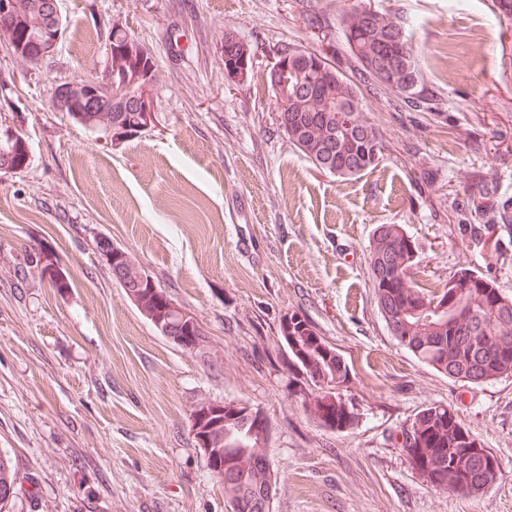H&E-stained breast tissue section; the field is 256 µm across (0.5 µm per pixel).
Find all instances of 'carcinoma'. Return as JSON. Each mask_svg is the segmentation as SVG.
<instances>
[{"mask_svg":"<svg viewBox=\"0 0 512 512\" xmlns=\"http://www.w3.org/2000/svg\"><path fill=\"white\" fill-rule=\"evenodd\" d=\"M340 29L357 71L367 81L385 86L382 69L390 70L396 88L390 93L409 108L426 105L423 75L410 39L400 19L375 11L365 15L353 8L340 18ZM16 58L32 62L29 53L36 43L32 36L20 37V43L5 44ZM294 89L288 100L277 102L281 112L280 128L288 141L309 161L323 162L322 171L348 179L377 166L382 156L381 134L364 117L361 89L339 75L334 82H323L311 75L291 79ZM99 116L92 129L104 128L102 119H116L100 92L96 104ZM344 111L351 125L342 129L339 113ZM0 131V171H23L29 163ZM470 215L475 223L460 224L458 229L478 245L486 224H509L512 212L498 197L494 186L486 185L472 200ZM417 247L403 224H381L370 242L371 286L376 305L387 329L414 357L450 378L472 384L494 381L512 374V298L503 294L497 282L475 268L463 267L454 277L469 279L458 300H449L452 289L430 292L413 281ZM448 301L443 316L430 310L433 302ZM175 336H200L195 355L211 363L206 330L199 322L188 327L178 324ZM279 336L288 356V367L296 371L306 392L303 407L320 427L344 432L358 423L351 404L336 392L333 380L345 381L347 363L337 359L336 348L306 316L288 314L280 322ZM252 413L245 406H221L203 421L200 433L208 436L213 449L224 454V472L211 474L224 489V502H241L248 512L262 510L263 495L271 482L266 455L267 440L251 437ZM408 438L401 446L408 464L430 486L456 494H471L477 487H489L498 475L488 471L485 448L463 427L448 406L431 404L417 412L407 428ZM17 477L8 454L0 451V510L16 494Z\"/></svg>","mask_w":512,"mask_h":512,"instance_id":"carcinoma-1","label":"carcinoma"}]
</instances>
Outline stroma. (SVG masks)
<instances>
[{"label": "stroma", "instance_id": "1", "mask_svg": "<svg viewBox=\"0 0 512 512\" xmlns=\"http://www.w3.org/2000/svg\"><path fill=\"white\" fill-rule=\"evenodd\" d=\"M354 0H59L68 29L32 65L0 47V127L30 164L0 171V450L17 473L9 512H226L191 428L203 401L256 408L271 427L272 512H512V375L470 384L420 362L388 332L369 242L405 225L414 280L444 288L475 266L512 297V228L499 259L458 226L472 183L512 199V20L491 0H361L402 16L430 110L362 85L383 141L347 180L318 171L279 128L267 81L284 44L330 48L357 71L339 19ZM327 24L314 28L313 13ZM150 47L162 80L155 128L121 141L54 111L57 79L101 75L113 26ZM252 48L224 74L225 32ZM124 248L209 336L202 363L160 335L113 281L101 238ZM48 259L69 286L42 275ZM300 312L345 356L359 415L319 427L279 340ZM455 410L500 476L464 496L435 489L399 448L413 415Z\"/></svg>", "mask_w": 512, "mask_h": 512}]
</instances>
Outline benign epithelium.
Wrapping results in <instances>:
<instances>
[{"instance_id":"7a95c632","label":"benign epithelium","mask_w":512,"mask_h":512,"mask_svg":"<svg viewBox=\"0 0 512 512\" xmlns=\"http://www.w3.org/2000/svg\"><path fill=\"white\" fill-rule=\"evenodd\" d=\"M45 10L50 12L53 25L46 28L36 23H28L27 32L40 31L36 36L37 62L41 63L54 53L60 38L63 26L58 0H49L44 5ZM240 52L236 60L229 63L225 73L232 79L241 81L245 79L248 67L249 51L247 46L239 42ZM315 72L324 76L330 81L336 76V66L330 61L325 52H312L309 49L295 48L291 53L281 55L280 60L274 67V88L278 95L282 96L288 92V84L282 76L291 73L302 75ZM155 67L146 60L145 54L134 50L131 45L115 47L112 50V59L106 71L105 77L99 82L69 80L64 84H58L54 88L51 106L59 111L64 104L73 105L74 109L83 112L95 111L94 96L98 94L101 87L112 88L115 84L122 86L129 85L133 92L124 95L118 92L112 96L113 109L116 112H133L135 120L132 123H123L119 120L108 126L105 132L114 140H121L134 136L142 131L150 129L155 124L156 111L154 103ZM107 249V255L113 264H120V270L127 280V293L132 301H137L142 296V288L149 287L156 299L166 303L165 309L175 314L176 318L186 322H193L196 316L190 310L182 308L172 301H165L158 295V289L154 283H146V276L139 265L128 262V253L121 247L109 240H103Z\"/></svg>"}]
</instances>
